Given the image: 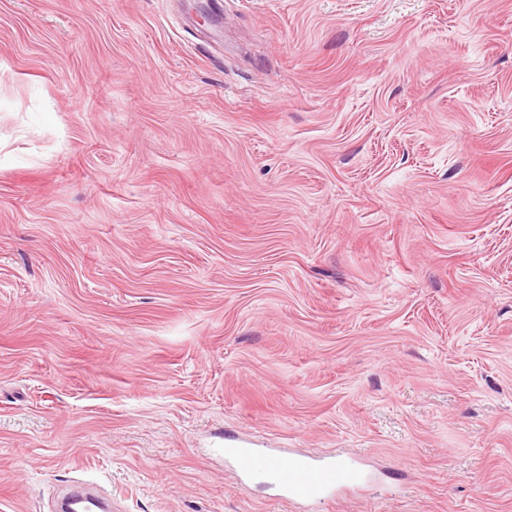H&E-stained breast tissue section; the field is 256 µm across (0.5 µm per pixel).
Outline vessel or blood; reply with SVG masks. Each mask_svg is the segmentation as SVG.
<instances>
[{"mask_svg":"<svg viewBox=\"0 0 512 512\" xmlns=\"http://www.w3.org/2000/svg\"><path fill=\"white\" fill-rule=\"evenodd\" d=\"M224 456L246 482L277 488L289 500H329L337 487L363 478V471L354 460L339 463L307 454L275 456L263 448L239 445L234 438L229 440Z\"/></svg>","mask_w":512,"mask_h":512,"instance_id":"b4317fda","label":"vessel or blood"}]
</instances>
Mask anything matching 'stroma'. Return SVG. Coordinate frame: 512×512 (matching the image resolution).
I'll list each match as a JSON object with an SVG mask.
<instances>
[{
  "instance_id": "35a3bbf8",
  "label": "stroma",
  "mask_w": 512,
  "mask_h": 512,
  "mask_svg": "<svg viewBox=\"0 0 512 512\" xmlns=\"http://www.w3.org/2000/svg\"><path fill=\"white\" fill-rule=\"evenodd\" d=\"M228 435L512 512V0H0V512H295ZM75 498H78V499L82 500V502L85 503V509L87 511L91 510L93 507L98 508V510H99V511H95V512L109 511L106 508H110V506L106 501L100 499L99 497L95 496L94 494H92L91 492H89L85 489H77V490L73 491L72 493H70L65 498H63V500L60 504L59 511H62V512L70 511V501Z\"/></svg>"
}]
</instances>
